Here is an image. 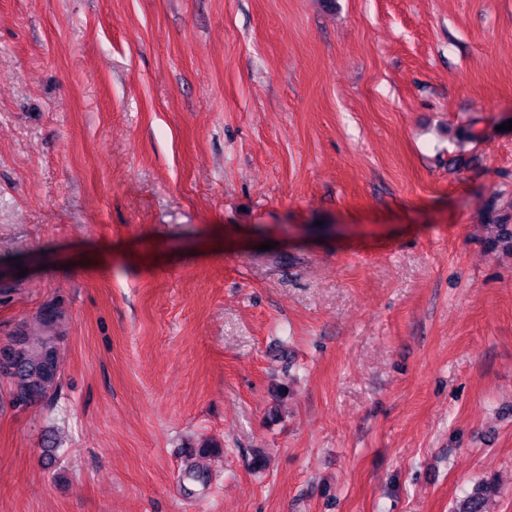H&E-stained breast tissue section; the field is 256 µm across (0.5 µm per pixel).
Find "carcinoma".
<instances>
[{
	"label": "carcinoma",
	"mask_w": 512,
	"mask_h": 512,
	"mask_svg": "<svg viewBox=\"0 0 512 512\" xmlns=\"http://www.w3.org/2000/svg\"><path fill=\"white\" fill-rule=\"evenodd\" d=\"M498 237L491 243L490 250L505 249L512 253V219L498 223ZM39 320L46 326L60 327L64 315L55 304L41 310ZM62 336L55 334L39 339L31 338L24 325H19L5 344L13 369L5 374L9 383L8 402L14 409H20L32 402L51 401L58 392L60 374L58 352ZM498 491L496 484L484 482L464 497L455 512H484L487 496Z\"/></svg>",
	"instance_id": "carcinoma-1"
}]
</instances>
